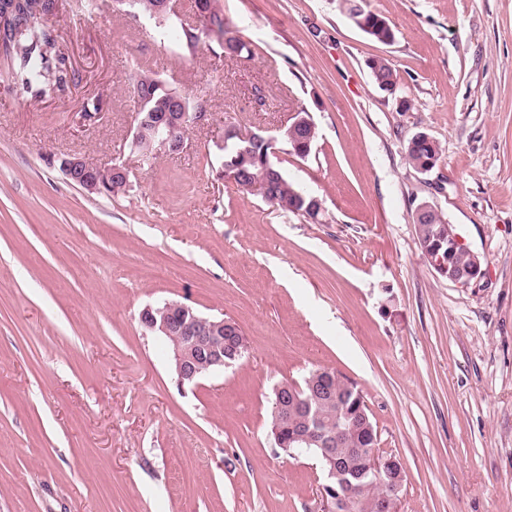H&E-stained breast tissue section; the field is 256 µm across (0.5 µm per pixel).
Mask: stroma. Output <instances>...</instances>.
Returning a JSON list of instances; mask_svg holds the SVG:
<instances>
[{
    "mask_svg": "<svg viewBox=\"0 0 512 512\" xmlns=\"http://www.w3.org/2000/svg\"><path fill=\"white\" fill-rule=\"evenodd\" d=\"M221 2L253 60L183 58L156 22L55 0L76 87L53 102L0 87V512H319L321 461L270 434L275 387L315 368L361 391L403 464L400 512H512V0H365L388 44L341 0ZM135 61L210 111L147 163ZM94 97L101 115L80 121ZM296 112L312 152L272 162L319 199L314 221L220 176L226 123L272 135ZM421 133L442 151L427 173L407 160ZM68 154L125 161L128 191L69 182ZM423 204L482 277L429 265ZM168 301L235 323L242 363L178 389L139 320ZM343 2L344 9L350 17L356 15L359 19H364L365 27L356 26L368 37L383 44L390 43L394 40V31L389 22L372 11H366L361 5L363 1L343 0ZM350 19L355 23L356 20H359L357 18ZM376 83L386 90H391L397 82V73L385 58H375L369 63Z\"/></svg>",
    "mask_w": 512,
    "mask_h": 512,
    "instance_id": "obj_1",
    "label": "stroma"
}]
</instances>
